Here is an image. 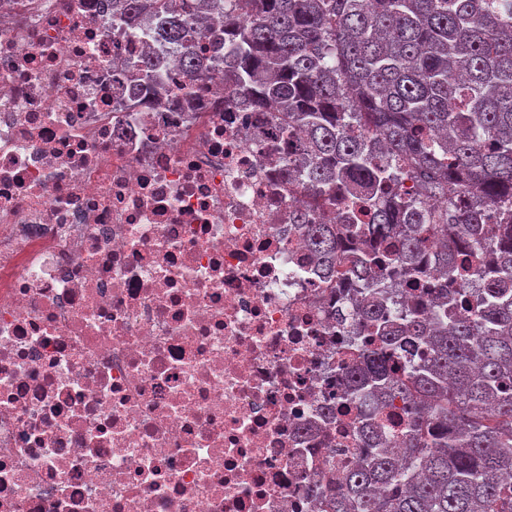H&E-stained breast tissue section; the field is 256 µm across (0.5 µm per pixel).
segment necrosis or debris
Returning a JSON list of instances; mask_svg holds the SVG:
<instances>
[{
  "label": "necrosis or debris",
  "instance_id": "necrosis-or-debris-1",
  "mask_svg": "<svg viewBox=\"0 0 512 512\" xmlns=\"http://www.w3.org/2000/svg\"><path fill=\"white\" fill-rule=\"evenodd\" d=\"M109 0H0V512H319L365 317L269 112L146 88Z\"/></svg>",
  "mask_w": 512,
  "mask_h": 512
}]
</instances>
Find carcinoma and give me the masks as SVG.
<instances>
[{
	"mask_svg": "<svg viewBox=\"0 0 512 512\" xmlns=\"http://www.w3.org/2000/svg\"><path fill=\"white\" fill-rule=\"evenodd\" d=\"M161 30L189 90L198 41L224 19V98L278 113L302 168L288 185L328 192L294 221L325 281L353 280L367 331L349 374L365 418L361 461L322 512H512V0H112ZM162 86L155 58L140 64ZM409 179L427 211L401 190ZM350 203L336 224V196ZM458 245L432 262L459 287L436 289L429 316L399 286L418 283L428 234ZM485 277L477 308L448 306ZM406 412L397 423L390 408ZM392 426L400 442L382 446Z\"/></svg>",
	"mask_w": 512,
	"mask_h": 512,
	"instance_id": "carcinoma-1",
	"label": "carcinoma"
}]
</instances>
